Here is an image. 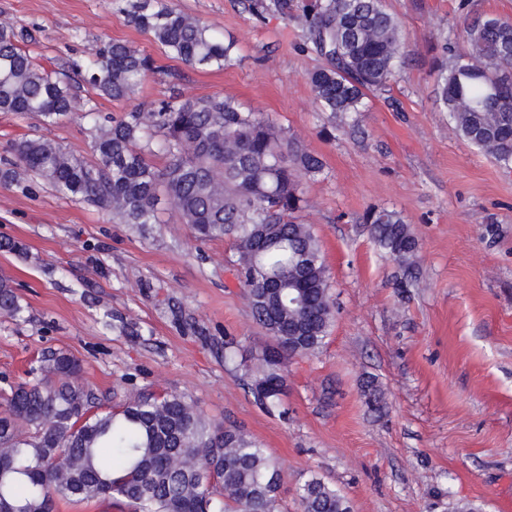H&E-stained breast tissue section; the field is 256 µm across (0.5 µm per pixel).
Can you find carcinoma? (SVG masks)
<instances>
[{
  "label": "carcinoma",
  "instance_id": "1",
  "mask_svg": "<svg viewBox=\"0 0 512 512\" xmlns=\"http://www.w3.org/2000/svg\"><path fill=\"white\" fill-rule=\"evenodd\" d=\"M261 20L274 12L301 29L304 46L326 61L306 80L323 112H359L367 93L384 91L404 64L402 23L385 0H250ZM129 24L192 67L221 70L236 42L166 0H132ZM0 28V112L56 123L91 116L92 99L54 78ZM445 62L430 73L436 104L456 134L498 164L512 166V18L482 15L442 45ZM100 97L127 100L152 59L122 42L102 41L74 63ZM94 160L68 154L44 136L15 145L24 168L78 201L98 205L112 222L158 223L173 207L200 242L234 239L238 282L252 320L265 329L252 390L279 404L278 368L313 353L329 335L333 304L318 238L298 220L304 199L296 173L323 163L269 118L246 112L232 96L177 95L135 106L109 126L93 125ZM164 159L157 166L151 157ZM374 242L409 271L418 242L395 212L366 216ZM0 312L21 313L0 280ZM64 351L46 354L35 377L0 411V512H56L60 500L124 503L129 512H279L281 464L233 425L207 420L180 394L139 391L108 406L81 379ZM301 512H352L350 500L312 475L296 489Z\"/></svg>",
  "mask_w": 512,
  "mask_h": 512
}]
</instances>
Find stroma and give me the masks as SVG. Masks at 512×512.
<instances>
[{"mask_svg":"<svg viewBox=\"0 0 512 512\" xmlns=\"http://www.w3.org/2000/svg\"><path fill=\"white\" fill-rule=\"evenodd\" d=\"M237 43L221 71L168 57L127 23L118 0H0V25L25 30L36 61L70 73L99 40L152 57L131 99L93 96L98 119L72 113L46 127L0 112V159L45 136L93 158L90 128L137 105L178 94L235 96L320 156L299 175L301 212L322 246L335 318L314 353L288 364L279 408L255 398L249 363L224 362L234 339L266 343L241 296L230 239L197 242L173 209L137 230L113 223L29 172L0 183V276L22 306L0 314V391L27 381L42 354L77 358L82 378L119 401L142 389L175 392L210 420L240 427L283 463V512L295 488L322 477L353 512H512V168L460 139L435 104L430 71L467 15L512 17V0H385L403 23L405 64L364 112L320 111L306 75L320 66L300 29L279 15L256 20L248 0H171ZM399 213L418 241L414 274L397 285L396 262L373 242L367 211ZM23 245V253L3 242ZM374 383L382 411L362 391Z\"/></svg>","mask_w":512,"mask_h":512,"instance_id":"35a3bbf8","label":"stroma"}]
</instances>
